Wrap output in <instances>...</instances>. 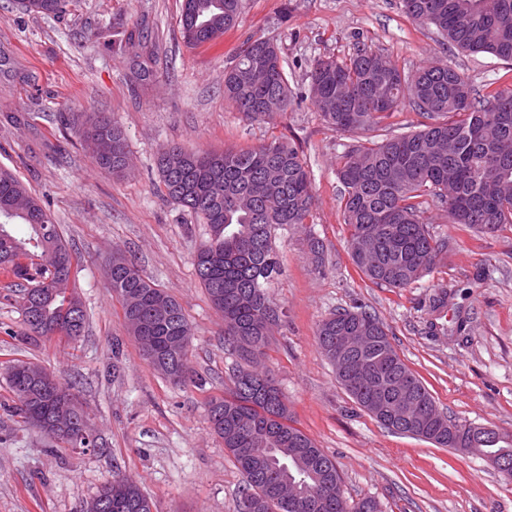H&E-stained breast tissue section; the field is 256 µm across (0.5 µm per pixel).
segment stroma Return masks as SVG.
Wrapping results in <instances>:
<instances>
[{
    "label": "stroma",
    "instance_id": "stroma-1",
    "mask_svg": "<svg viewBox=\"0 0 512 512\" xmlns=\"http://www.w3.org/2000/svg\"><path fill=\"white\" fill-rule=\"evenodd\" d=\"M180 11L181 0H69L46 16L0 0V168L48 203L79 257L75 283L87 311L76 342L33 335L0 273V512H80L117 473L140 484L153 512H234L244 477L208 404L241 360L195 274L208 227L166 197L156 157L174 144L221 153L275 138L303 154L316 198L307 224L274 232L282 273L268 293L283 317L261 360L296 427L335 461L347 500L373 497L382 512H512V479L479 456L385 429L338 385L316 342L318 324L336 309L373 312L439 410L512 433V224L486 235L431 224L449 242L443 261L412 287L377 286L351 260L337 177L364 135L332 130L308 99L253 122L224 98L225 71L258 37L278 45L294 89L313 58L345 59L360 45L408 71L453 61L481 95L512 88V63L442 46L399 0H243L235 27L199 47L184 42ZM66 112L117 122L132 175L101 170L65 129ZM312 236L323 246L318 260ZM116 252L184 309L192 332L185 383L153 369L129 335L105 279ZM14 360L74 385L97 447H69L7 412Z\"/></svg>",
    "mask_w": 512,
    "mask_h": 512
}]
</instances>
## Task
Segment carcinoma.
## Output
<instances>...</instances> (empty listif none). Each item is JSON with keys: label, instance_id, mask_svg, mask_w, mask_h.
<instances>
[{"label": "carcinoma", "instance_id": "obj_1", "mask_svg": "<svg viewBox=\"0 0 512 512\" xmlns=\"http://www.w3.org/2000/svg\"><path fill=\"white\" fill-rule=\"evenodd\" d=\"M406 16L432 27L450 46L488 53L512 62V0H399ZM67 0H24L29 12L56 15ZM242 0H182L181 34L192 46L216 42L231 29ZM307 89L323 122L338 132L375 130L393 112L409 105L426 122L421 128L369 141L346 152L337 174L344 186L343 221L350 230L351 257L374 284L404 289L440 261L448 241L433 235L430 208L448 224L477 233L512 224V89L493 90L483 99L457 66L445 61L408 75L383 54L359 46L347 60L311 61ZM224 98L247 120L288 111L294 93L278 47L262 37L247 41L237 62L224 74ZM90 149L100 169L123 177L129 171L122 128L102 113L64 117ZM157 167L165 195L199 216L209 239L194 258L196 276L224 319V343L246 366L233 374L224 396L209 403V420L245 476L235 512H307L282 500L273 487H288L299 498L317 484L331 485L320 512H380L367 497L349 503L335 461L293 425L282 394L271 383L253 386L251 366L263 355L270 329L283 311L267 286L281 273L273 249L279 226L299 228L315 205L305 159L291 143L274 139L256 148L201 153L180 146L161 152ZM73 254L58 232L50 210L12 173L0 169V269L15 279L28 330L36 336H82L84 305L69 267ZM112 293L119 299L128 332L145 337L167 360H151L175 383L188 374L191 327L180 303L145 279L136 263L112 256ZM370 340L363 355L369 375L340 386L362 409L379 401L396 404L402 376L409 377L413 412L409 420L378 422L386 429L455 451L470 448L512 479V434L479 430L451 420L400 357L389 330L369 311L336 310L316 330L327 359L331 346L348 329ZM22 369H41L26 361L7 367L14 396L8 412L26 427L43 430L59 411V399L21 380ZM107 512H153V502L125 476L114 475L97 493Z\"/></svg>", "mask_w": 512, "mask_h": 512}]
</instances>
